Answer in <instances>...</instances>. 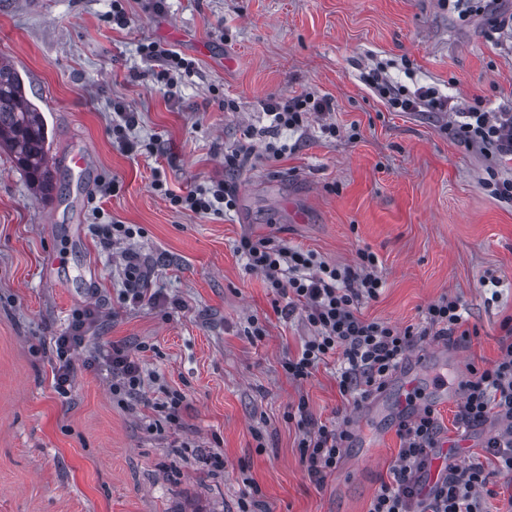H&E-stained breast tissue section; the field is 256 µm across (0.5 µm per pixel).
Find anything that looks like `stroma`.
<instances>
[{"label": "stroma", "instance_id": "obj_1", "mask_svg": "<svg viewBox=\"0 0 512 512\" xmlns=\"http://www.w3.org/2000/svg\"><path fill=\"white\" fill-rule=\"evenodd\" d=\"M128 23L106 22L110 0H0V58L14 62L43 111L57 191L44 200L0 148V512H236L243 476L267 512H366L389 480L398 421H361L344 403L335 366L296 382L281 367L310 336L283 319V300L236 250L245 235L310 250L331 264L378 258L384 288L364 319L423 329V311L459 297L474 336L428 372L465 380L498 355L512 315V201L484 181L487 161L450 133L447 115L396 112L364 81L432 86L455 105H512V0L463 15L448 0H125ZM162 42L195 62L160 89L138 46ZM306 93L331 112L279 137L277 159H249L234 178L236 207L202 216L152 187L162 173L183 195L224 176V153L247 133L267 138L265 100ZM133 113L129 136L158 153L112 142L114 105ZM334 124L336 136L322 127ZM83 153L85 169L65 162ZM115 180L99 197L101 177ZM140 227L131 241L165 302L130 306L119 250L90 231L95 207ZM98 309L89 349L119 347L143 366L146 402L117 404L104 372L78 369L69 394L53 384V339L73 314ZM267 336L251 341L250 319ZM182 392L180 427L156 429L162 389ZM384 437L375 460L358 445L323 486L307 475L288 408ZM457 404L440 407L459 456L481 452L496 420L467 430Z\"/></svg>", "mask_w": 512, "mask_h": 512}]
</instances>
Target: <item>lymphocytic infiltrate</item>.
Returning a JSON list of instances; mask_svg holds the SVG:
<instances>
[{
  "mask_svg": "<svg viewBox=\"0 0 512 512\" xmlns=\"http://www.w3.org/2000/svg\"><path fill=\"white\" fill-rule=\"evenodd\" d=\"M139 52L144 60L156 64V80L167 87L195 68L194 61L154 41L142 43ZM364 79L397 111L449 113L448 128L453 135L479 149L491 164L512 160V110L463 109L425 86L408 95L400 93L380 66L369 69ZM331 108L328 99L310 93L263 105L275 132L303 130L311 114ZM153 188L167 193L163 179H154ZM167 195L173 207L200 215L221 214L236 206L234 189L221 180L184 195ZM237 250L245 258L247 269L264 275L268 287L285 299L280 310L282 317L300 315L313 330L300 351L283 361L285 373L292 380L304 381L320 366L340 363L338 390L342 397L351 398L354 406H361L381 392L426 334H434L439 340H466L471 336L470 330L463 327L461 304L454 297H443L427 306L426 326L420 332L362 319L359 305L377 299L384 286L376 271L378 259L370 251H358V262L351 266L318 260L314 253L279 245L268 238L242 237ZM123 270L126 287L122 298L126 303L160 304V295L148 293L145 288L150 271L137 251H124ZM97 319L93 309L78 310L67 334L56 337L54 387L58 393L70 391L79 365L74 355L85 347ZM500 330L498 358L486 367L471 368L469 379L462 384L458 411V424L469 428L492 417L501 423V431L485 443L484 458L464 464L451 460L438 473H431L432 461L443 444L442 428L436 410L424 407L413 418L399 422L398 460L390 481L382 482L367 512H482L483 492L497 477L512 476V316L503 318ZM81 365L88 369L106 368L112 395L124 405L139 398L145 386L138 358L119 348L89 355ZM288 417L297 423L298 446L309 479L323 483L335 472L349 448L350 431L333 421L314 420L303 399L290 408Z\"/></svg>",
  "mask_w": 512,
  "mask_h": 512,
  "instance_id": "lymphocytic-infiltrate-1",
  "label": "lymphocytic infiltrate"
}]
</instances>
